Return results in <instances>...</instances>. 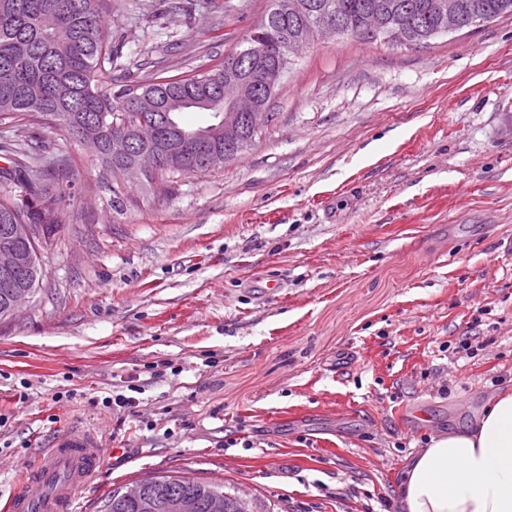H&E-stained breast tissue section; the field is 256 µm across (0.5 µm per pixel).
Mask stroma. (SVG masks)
Segmentation results:
<instances>
[{
    "label": "stroma",
    "mask_w": 512,
    "mask_h": 512,
    "mask_svg": "<svg viewBox=\"0 0 512 512\" xmlns=\"http://www.w3.org/2000/svg\"><path fill=\"white\" fill-rule=\"evenodd\" d=\"M269 5L115 0L112 77L218 65ZM45 138L90 192L0 319V501L79 431L103 465L73 512L160 472L278 512H399L405 459L512 391V16L314 41L250 149L164 196L129 181L120 214L97 159ZM129 385L135 408L103 405Z\"/></svg>",
    "instance_id": "35a3bbf8"
}]
</instances>
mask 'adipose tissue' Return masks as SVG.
Wrapping results in <instances>:
<instances>
[{"mask_svg": "<svg viewBox=\"0 0 512 512\" xmlns=\"http://www.w3.org/2000/svg\"><path fill=\"white\" fill-rule=\"evenodd\" d=\"M399 504L401 512H512V392L407 458Z\"/></svg>", "mask_w": 512, "mask_h": 512, "instance_id": "obj_1", "label": "adipose tissue"}]
</instances>
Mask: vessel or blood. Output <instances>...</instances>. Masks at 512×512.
<instances>
[{
  "instance_id": "b4317fda",
  "label": "vessel or blood",
  "mask_w": 512,
  "mask_h": 512,
  "mask_svg": "<svg viewBox=\"0 0 512 512\" xmlns=\"http://www.w3.org/2000/svg\"><path fill=\"white\" fill-rule=\"evenodd\" d=\"M100 465L99 451L86 437L69 435L36 467L20 472L25 489L7 502L5 512H71L78 488Z\"/></svg>"
}]
</instances>
